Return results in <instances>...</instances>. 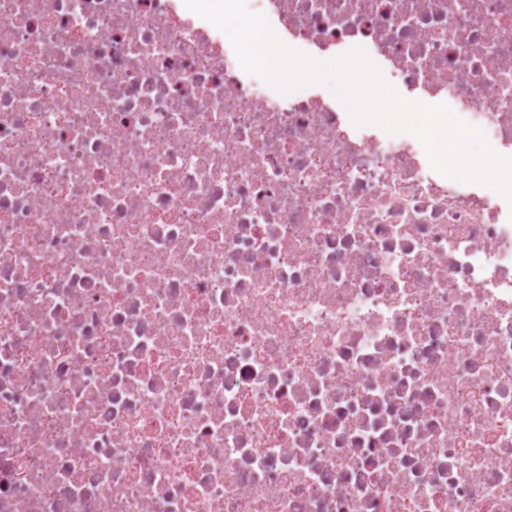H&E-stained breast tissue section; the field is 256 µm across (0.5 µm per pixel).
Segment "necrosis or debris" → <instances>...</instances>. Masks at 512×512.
<instances>
[{"mask_svg": "<svg viewBox=\"0 0 512 512\" xmlns=\"http://www.w3.org/2000/svg\"><path fill=\"white\" fill-rule=\"evenodd\" d=\"M512 157V0H255ZM184 0H0V512H512V205L280 107Z\"/></svg>", "mask_w": 512, "mask_h": 512, "instance_id": "1", "label": "necrosis or debris"}]
</instances>
